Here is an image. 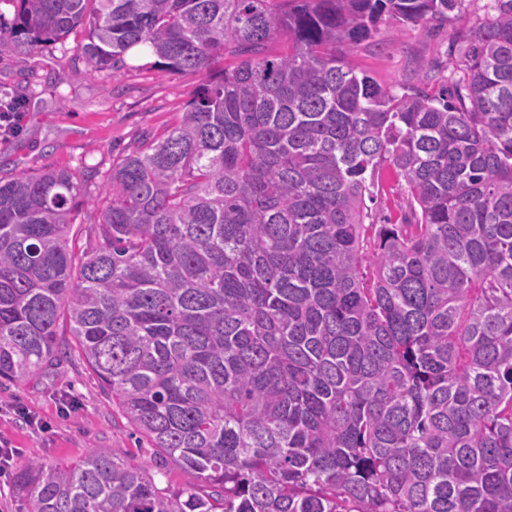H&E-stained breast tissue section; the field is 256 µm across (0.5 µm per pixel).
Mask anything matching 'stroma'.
Returning <instances> with one entry per match:
<instances>
[{
	"label": "stroma",
	"mask_w": 512,
	"mask_h": 512,
	"mask_svg": "<svg viewBox=\"0 0 512 512\" xmlns=\"http://www.w3.org/2000/svg\"><path fill=\"white\" fill-rule=\"evenodd\" d=\"M495 0H468L461 17L443 29L380 22L373 37L350 56L382 88L403 93L418 85L427 71L429 87L439 88L450 73L457 49L453 30L472 26L493 13ZM86 34L75 30L65 44L38 52L0 56V92L26 95L17 134L0 140V172L15 175L46 165L88 169L72 228L77 250L96 244L93 226L100 219L99 197L113 162L137 146L144 134L162 136L176 124L184 104L200 83L198 74L159 76L151 69H120L113 74L84 75L75 53ZM369 221L399 218L404 185L385 176L373 188ZM64 361L53 374L20 383L0 384V448L13 451L0 472V512H17L14 478L30 460L64 462L92 448L119 457L151 462L155 450L135 434L112 404V397L87 366L68 324L59 328Z\"/></svg>",
	"instance_id": "35a3bbf8"
}]
</instances>
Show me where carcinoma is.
I'll return each instance as SVG.
<instances>
[{"label": "carcinoma", "mask_w": 512, "mask_h": 512, "mask_svg": "<svg viewBox=\"0 0 512 512\" xmlns=\"http://www.w3.org/2000/svg\"><path fill=\"white\" fill-rule=\"evenodd\" d=\"M12 2L0 55L85 27L86 75L145 46L201 76L79 258L89 175L0 176V381L54 371L64 319L155 448L28 461L18 512H512V0L452 33V86L402 95L349 54L466 0ZM383 166L405 211L369 246Z\"/></svg>", "instance_id": "1"}]
</instances>
